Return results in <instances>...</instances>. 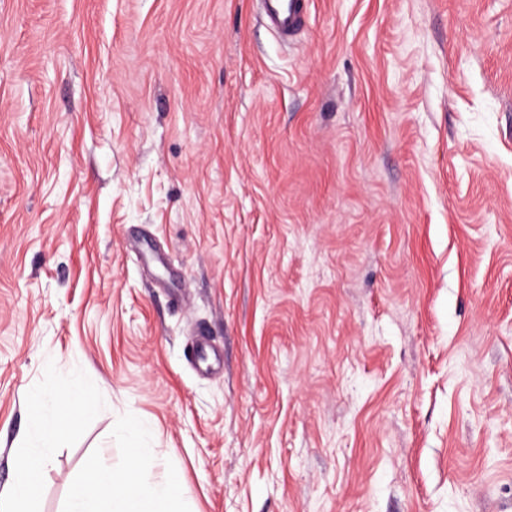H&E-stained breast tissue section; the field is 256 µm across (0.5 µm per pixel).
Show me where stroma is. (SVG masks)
<instances>
[{
    "label": "stroma",
    "mask_w": 512,
    "mask_h": 512,
    "mask_svg": "<svg viewBox=\"0 0 512 512\" xmlns=\"http://www.w3.org/2000/svg\"><path fill=\"white\" fill-rule=\"evenodd\" d=\"M77 377L40 512H512V0H0V492ZM307 0H259L260 14L279 37L295 36L304 26ZM143 429L139 420L125 423L131 448L124 467L93 466L71 493L64 512H178L173 510L185 494L181 479L175 473L162 485L146 479L153 457L139 445Z\"/></svg>",
    "instance_id": "1"
}]
</instances>
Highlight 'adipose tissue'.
I'll return each mask as SVG.
<instances>
[{
  "label": "adipose tissue",
  "mask_w": 512,
  "mask_h": 512,
  "mask_svg": "<svg viewBox=\"0 0 512 512\" xmlns=\"http://www.w3.org/2000/svg\"><path fill=\"white\" fill-rule=\"evenodd\" d=\"M29 405L31 428L13 459L14 478L7 491V512H37L46 466L45 449L55 442L60 422L75 411L90 416L98 410L95 398L78 382L60 397L33 393ZM143 429L141 421L125 423L124 434L131 448L124 467L93 466L71 493L65 512H173L185 487L173 473L160 485L147 481L153 457L139 445Z\"/></svg>",
  "instance_id": "ef3b65f1"
}]
</instances>
